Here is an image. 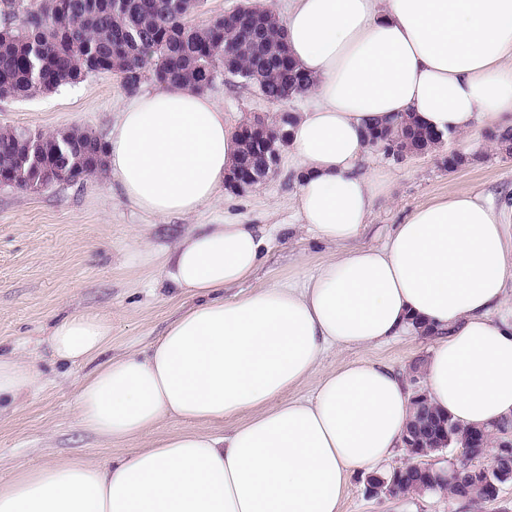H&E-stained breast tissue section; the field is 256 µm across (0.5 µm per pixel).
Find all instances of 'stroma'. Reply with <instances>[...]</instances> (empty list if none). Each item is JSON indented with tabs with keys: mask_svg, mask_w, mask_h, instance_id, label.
<instances>
[{
	"mask_svg": "<svg viewBox=\"0 0 512 512\" xmlns=\"http://www.w3.org/2000/svg\"><path fill=\"white\" fill-rule=\"evenodd\" d=\"M211 95L232 129L261 115L272 119L281 107L255 89L216 79ZM119 78L96 73L75 84L29 98L0 99V128L52 134L80 125L107 138L126 98ZM448 151L466 157L448 170L439 154L394 161L373 151L371 164L389 170L388 195L374 205L365 244H382L395 224L415 207L452 191L512 192V155L476 148L473 140L451 139ZM294 191L287 157H280L259 188L223 190L220 202L201 213L159 219L132 207L117 182L93 178L76 184L56 182L37 191L0 187V353L36 361L40 381L19 405L0 414V482L10 481L17 465L39 467L64 457L103 461L131 449V442L108 443L83 429L74 400L92 364L72 365L51 353L47 337L65 316L87 310L112 315V357L140 350L157 339L190 296L168 288L154 253L170 246L190 224H280L252 280L268 284L294 276L298 266L319 263L327 252L311 234L293 228ZM431 340L405 336L379 347L342 349L329 354L323 368L359 360L381 361L420 388V368ZM340 512H512V483L491 505L460 503L439 493L372 496L364 472H353Z\"/></svg>",
	"mask_w": 512,
	"mask_h": 512,
	"instance_id": "35a3bbf8",
	"label": "stroma"
}]
</instances>
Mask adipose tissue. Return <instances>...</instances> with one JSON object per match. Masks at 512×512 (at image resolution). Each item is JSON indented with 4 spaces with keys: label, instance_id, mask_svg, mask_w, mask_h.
<instances>
[{
    "label": "adipose tissue",
    "instance_id": "obj_1",
    "mask_svg": "<svg viewBox=\"0 0 512 512\" xmlns=\"http://www.w3.org/2000/svg\"><path fill=\"white\" fill-rule=\"evenodd\" d=\"M282 25L314 81L288 129L297 221L331 256L243 294L280 225L200 224L161 258L165 281L196 302L144 351L103 359L110 314L57 321L53 355L96 364L75 399L80 425L142 445L18 467L0 512H338L350 475L401 447L412 394L385 363L320 361L416 320L434 339L431 402L466 426L512 417V193L453 192L382 245L362 242L391 180L364 165L368 128L403 113L446 141L512 128V0H293ZM239 150L210 95L170 84L123 102L104 171L141 212L190 216L218 201ZM38 375L0 355V400L19 401ZM168 417L193 427L152 437Z\"/></svg>",
    "mask_w": 512,
    "mask_h": 512
}]
</instances>
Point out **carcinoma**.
Here are the masks:
<instances>
[{"label": "carcinoma", "mask_w": 512, "mask_h": 512, "mask_svg": "<svg viewBox=\"0 0 512 512\" xmlns=\"http://www.w3.org/2000/svg\"><path fill=\"white\" fill-rule=\"evenodd\" d=\"M5 2L13 13L24 16V24L19 29L0 28V98L29 97L77 82L76 72L93 50L99 53L104 71L119 75L129 94L148 80L186 83L205 92L215 77L225 75L252 86L268 101L281 103L304 94L312 84L311 77L296 69L276 15L252 0L238 5L235 21L227 23L220 15L203 28L188 24L202 0H126L120 11L112 10L110 0ZM293 120L294 113L283 110L275 123H260L263 138L275 151L285 146ZM370 136L374 146L384 148V154L395 160L420 148L429 154L436 141L408 118L373 130ZM238 137L240 156L252 159V172L273 171L271 153L262 155L252 138L242 133ZM104 147L99 136L75 125L37 136L0 128V173L8 174L5 184L25 190L44 186L45 172L53 166L84 181L101 166ZM430 413L446 422L455 439L471 432L434 406ZM411 426L416 428L414 445L419 453L435 454L440 436L417 415ZM483 483L480 476L474 479L466 502H495ZM392 490L395 495L439 492L458 499L455 485L440 484L432 471L416 467L395 476Z\"/></svg>", "instance_id": "cac0c4a2"}]
</instances>
